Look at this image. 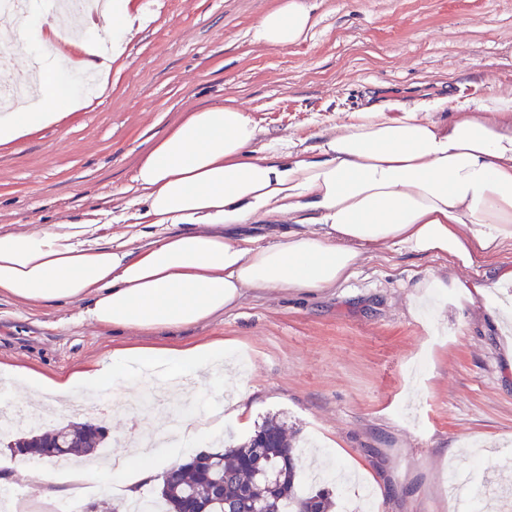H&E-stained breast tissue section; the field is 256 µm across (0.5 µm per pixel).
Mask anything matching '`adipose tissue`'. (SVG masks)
Returning a JSON list of instances; mask_svg holds the SVG:
<instances>
[{"instance_id":"adipose-tissue-1","label":"adipose tissue","mask_w":512,"mask_h":512,"mask_svg":"<svg viewBox=\"0 0 512 512\" xmlns=\"http://www.w3.org/2000/svg\"><path fill=\"white\" fill-rule=\"evenodd\" d=\"M40 11L23 25L28 49L44 61L38 104L0 115V140L57 119L77 92L58 72L100 69L94 56L73 59L44 31ZM317 24L308 0H279L257 22L256 40L286 48L306 42ZM441 102L350 113L323 135L315 157L282 147L267 154L261 131L244 111L213 105L184 118L143 154L132 191L156 238L100 244L94 223L0 232V295L24 305L81 302L93 323L158 332L205 322L232 309L249 290L324 289L352 276L366 247L385 243L416 254L447 255L463 265L512 240V89L453 120L434 114ZM291 223L286 240L260 244L241 225ZM238 343L184 347L128 346L112 362L62 380L25 373L21 384L70 404L102 380L132 385L133 372L199 374L206 396ZM198 430L172 415L151 414L150 428L119 432L125 448L111 458L61 475L23 466L29 503L58 497L77 503L89 490L131 499L185 462L188 446L220 432L221 421L198 410Z\"/></svg>"}]
</instances>
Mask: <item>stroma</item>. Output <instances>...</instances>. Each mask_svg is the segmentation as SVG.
Returning <instances> with one entry per match:
<instances>
[{
  "instance_id": "35a3bbf8",
  "label": "stroma",
  "mask_w": 512,
  "mask_h": 512,
  "mask_svg": "<svg viewBox=\"0 0 512 512\" xmlns=\"http://www.w3.org/2000/svg\"><path fill=\"white\" fill-rule=\"evenodd\" d=\"M311 2V38L271 48L253 33L277 0H133L150 19L97 96L0 141V230L89 219L100 243L126 233L142 210L130 190L138 159L197 108L240 107L262 145L302 151L372 103L475 105L512 87V0ZM508 271L512 240L470 267L370 248L334 287L250 291L208 322L156 333L90 323L78 302L1 296L0 382L10 367L64 378L129 344L235 339L250 358L227 374L246 377L250 424L227 423L201 450L243 444L272 417L329 466L364 473L380 512H457L448 466L467 488L512 484L494 461L512 445V324L499 313L512 306ZM432 281L434 304L417 307L418 285Z\"/></svg>"
}]
</instances>
